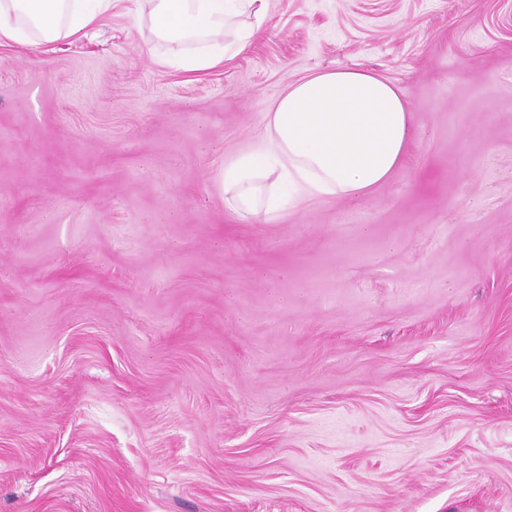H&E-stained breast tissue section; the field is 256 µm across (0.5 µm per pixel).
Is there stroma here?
<instances>
[{"label": "stroma", "mask_w": 512, "mask_h": 512, "mask_svg": "<svg viewBox=\"0 0 512 512\" xmlns=\"http://www.w3.org/2000/svg\"><path fill=\"white\" fill-rule=\"evenodd\" d=\"M150 9L0 45V512H512V0H265L201 72ZM339 67L408 101L403 168L230 214Z\"/></svg>", "instance_id": "stroma-1"}]
</instances>
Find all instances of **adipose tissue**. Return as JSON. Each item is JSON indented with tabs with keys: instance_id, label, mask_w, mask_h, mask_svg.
<instances>
[{
	"instance_id": "adipose-tissue-1",
	"label": "adipose tissue",
	"mask_w": 512,
	"mask_h": 512,
	"mask_svg": "<svg viewBox=\"0 0 512 512\" xmlns=\"http://www.w3.org/2000/svg\"><path fill=\"white\" fill-rule=\"evenodd\" d=\"M112 0H0V41L52 42L83 35ZM156 38L200 36L204 52L180 68L219 66L244 51L264 20V0H152ZM251 16L248 24L239 23ZM265 140L224 169V205L266 220L316 196L371 192L399 170L413 135L412 113L398 88L369 71L337 68L289 84L263 115Z\"/></svg>"
}]
</instances>
